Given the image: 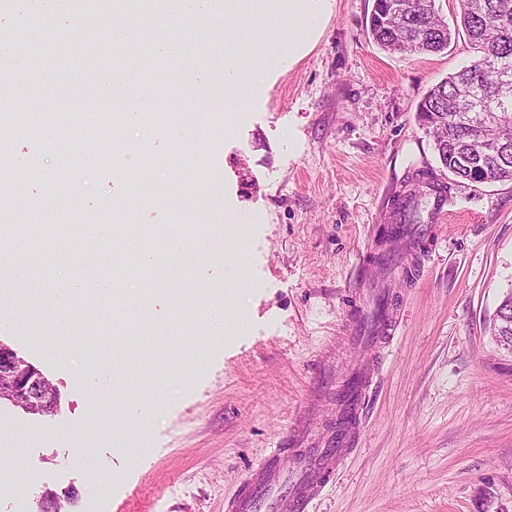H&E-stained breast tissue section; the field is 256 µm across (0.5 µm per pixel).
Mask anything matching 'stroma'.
I'll return each mask as SVG.
<instances>
[{
    "mask_svg": "<svg viewBox=\"0 0 512 512\" xmlns=\"http://www.w3.org/2000/svg\"><path fill=\"white\" fill-rule=\"evenodd\" d=\"M314 6L321 25L300 31L295 62L263 70L247 50L226 53L207 18L181 25L205 57L195 69L166 62L144 121L168 139L140 153L164 163L145 183L112 148L104 100L113 72L168 32L156 0L96 11L59 0L51 17L37 0H12L7 31L39 51L5 72L46 113L39 131L0 145L13 160L0 182L22 187L9 225L52 233L30 241L37 262L0 270V289L15 291L0 301V343L58 400L48 414L0 403V512H37L48 492L66 512H227L271 450L293 468L298 428L316 442L336 431L339 393L355 378L366 385L357 442L307 512H512V351L492 334L512 292V181L459 180L416 119L424 94L473 52L461 37L437 54H391L367 34L373 0ZM147 16L152 26L125 46L123 32ZM228 66L255 75L232 112ZM94 123L101 145L61 162L59 131ZM87 169L86 194L67 196L71 171ZM422 178L440 194L394 237L399 197ZM158 224L181 251L160 250ZM90 225L105 241L91 277L107 278L139 318L71 306L76 345L63 358L39 301L81 273L57 243L80 245ZM116 337L131 342L126 403L151 420L139 456L129 452L138 426L110 406L119 372L86 353ZM160 352L174 362L165 375Z\"/></svg>",
    "mask_w": 512,
    "mask_h": 512,
    "instance_id": "35a3bbf8",
    "label": "stroma"
}]
</instances>
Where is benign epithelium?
Instances as JSON below:
<instances>
[{
	"mask_svg": "<svg viewBox=\"0 0 512 512\" xmlns=\"http://www.w3.org/2000/svg\"><path fill=\"white\" fill-rule=\"evenodd\" d=\"M55 391L31 364L10 347L0 344V401L5 400L31 413H39Z\"/></svg>",
	"mask_w": 512,
	"mask_h": 512,
	"instance_id": "benign-epithelium-1",
	"label": "benign epithelium"
}]
</instances>
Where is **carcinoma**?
Returning <instances> with one entry per match:
<instances>
[{
	"mask_svg": "<svg viewBox=\"0 0 512 512\" xmlns=\"http://www.w3.org/2000/svg\"><path fill=\"white\" fill-rule=\"evenodd\" d=\"M398 2L374 0L367 32L382 50L437 53L463 32L474 52L469 66L429 89L417 106L440 163L468 182L512 180V96L498 89L499 76L512 77V0H460L453 28L431 0H404L410 8L396 15ZM431 187L423 182L403 196L395 235L403 234L401 225L417 223L419 202Z\"/></svg>",
	"mask_w": 512,
	"mask_h": 512,
	"instance_id": "1",
	"label": "carcinoma"
}]
</instances>
